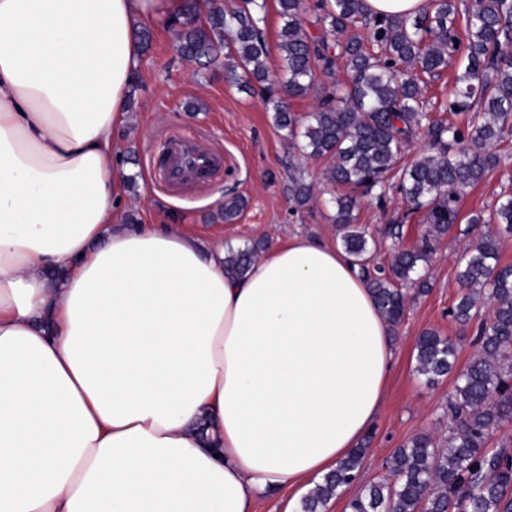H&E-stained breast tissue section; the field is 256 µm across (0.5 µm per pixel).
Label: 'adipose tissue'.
I'll return each mask as SVG.
<instances>
[{"instance_id": "adipose-tissue-1", "label": "adipose tissue", "mask_w": 512, "mask_h": 512, "mask_svg": "<svg viewBox=\"0 0 512 512\" xmlns=\"http://www.w3.org/2000/svg\"><path fill=\"white\" fill-rule=\"evenodd\" d=\"M181 0H0V512H251L357 447L391 327L295 235L246 274L125 227L140 24Z\"/></svg>"}]
</instances>
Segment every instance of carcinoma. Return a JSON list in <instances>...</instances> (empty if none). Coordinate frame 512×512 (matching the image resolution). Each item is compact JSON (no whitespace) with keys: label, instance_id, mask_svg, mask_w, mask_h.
Masks as SVG:
<instances>
[{"label":"carcinoma","instance_id":"1","mask_svg":"<svg viewBox=\"0 0 512 512\" xmlns=\"http://www.w3.org/2000/svg\"><path fill=\"white\" fill-rule=\"evenodd\" d=\"M284 25L279 48L281 74L270 78L268 50L257 12L266 0H242L226 8L211 0L201 14L187 0L176 28L178 48L187 59L224 64V82L242 89L267 83V104L276 126L291 145L310 158H326V182L350 192L332 194L335 222L344 250L361 267L371 251L365 232L354 227L361 197L385 189L404 147L418 135L427 148L402 169L398 188L413 210H425L427 235L410 249L394 250L388 273L368 277L376 305L396 327L410 296L429 291L424 269L434 244L448 236L459 214L464 190L480 183L499 163L492 151L512 120V0H478L466 13L465 38L458 35L456 0H432L414 17H377L365 0H278ZM319 27L316 35L307 30ZM466 57L448 110L472 114L465 127L431 120L420 87L422 75L448 68L455 54ZM344 62L348 78L332 81L304 121L290 100L316 91L318 78L334 75ZM291 197L300 206L313 198L310 184L291 178ZM246 200L233 195L215 219L230 223ZM474 224L495 229L466 251L458 272L462 294L452 317L468 324L491 308L477 327L478 352L458 373L448 402L451 426L447 446L421 434L398 449L390 461L391 483H377L350 499L347 512H512V453L490 451L493 433L512 423V265L499 263L502 235H512V195H502L487 216ZM260 247L228 250L224 270L243 275ZM418 372L434 384L456 365L457 347L434 330L418 337ZM365 448L354 449L303 499L301 512H319L338 490L356 481Z\"/></svg>","mask_w":512,"mask_h":512}]
</instances>
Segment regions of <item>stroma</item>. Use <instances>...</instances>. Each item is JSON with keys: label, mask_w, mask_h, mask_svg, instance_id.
I'll use <instances>...</instances> for the list:
<instances>
[{"label": "stroma", "mask_w": 512, "mask_h": 512, "mask_svg": "<svg viewBox=\"0 0 512 512\" xmlns=\"http://www.w3.org/2000/svg\"><path fill=\"white\" fill-rule=\"evenodd\" d=\"M147 30L151 48L140 56L118 156L120 166L136 177L135 187L129 188L121 204V217H134L140 224L172 225L195 233L206 245L228 250L257 244L266 251L294 234L341 246L335 211L325 203L330 191L323 178L327 162L302 157L289 148L284 132L275 126L264 105L262 88L240 91L225 83L223 66L205 68L182 58L167 18L157 19ZM464 66L463 59L454 58L449 70L426 78L423 88L425 98L436 107V118L460 125L466 123V116L451 115L447 104L453 77ZM165 134L190 138L223 154V171L179 191L168 189L158 179L154 152ZM495 150L500 165L467 191L458 222L435 248L426 268L430 292L413 299L393 331L398 360L387 382L385 406L363 439L367 453L359 476L321 512H344L350 497L372 484L392 481L389 460L413 437L448 434L446 406L455 379L448 376L427 384L416 371L415 343L426 330L452 337L462 366L477 351L474 325L456 322L449 310L460 292L457 263L488 230L487 225L471 223V215L491 209L501 192H512V128ZM296 174L315 187L316 202L302 207L294 203L288 186ZM229 194L243 196L246 208L233 223L215 221ZM355 222L372 237L371 263L375 266L389 264L392 241L409 248L427 230L424 212L411 211L395 188L381 198H363ZM391 227L399 228L398 239L387 236Z\"/></svg>", "instance_id": "1"}]
</instances>
